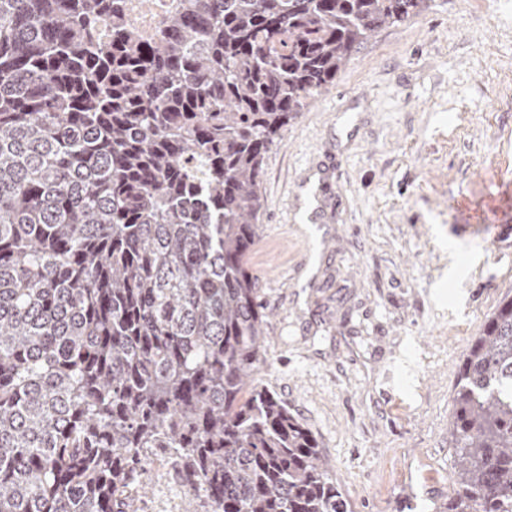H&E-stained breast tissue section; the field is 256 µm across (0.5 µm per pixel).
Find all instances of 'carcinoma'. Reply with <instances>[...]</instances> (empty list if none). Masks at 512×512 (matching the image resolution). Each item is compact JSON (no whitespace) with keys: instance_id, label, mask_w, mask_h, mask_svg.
I'll use <instances>...</instances> for the list:
<instances>
[{"instance_id":"carcinoma-1","label":"carcinoma","mask_w":512,"mask_h":512,"mask_svg":"<svg viewBox=\"0 0 512 512\" xmlns=\"http://www.w3.org/2000/svg\"><path fill=\"white\" fill-rule=\"evenodd\" d=\"M428 0H0V512H135L157 448L203 512H351L254 375L264 155ZM112 16V38L96 21ZM435 512H512V298L469 346ZM181 0H124L127 23L145 42H153L163 31L167 15L180 8Z\"/></svg>"}]
</instances>
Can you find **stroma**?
Segmentation results:
<instances>
[{"instance_id":"obj_1","label":"stroma","mask_w":512,"mask_h":512,"mask_svg":"<svg viewBox=\"0 0 512 512\" xmlns=\"http://www.w3.org/2000/svg\"><path fill=\"white\" fill-rule=\"evenodd\" d=\"M334 157L324 224L289 192ZM512 0H433L377 30L264 157L251 265L267 314L257 381L319 441L352 512H432L454 459L459 364L512 296ZM138 512L199 500L156 459Z\"/></svg>"}]
</instances>
